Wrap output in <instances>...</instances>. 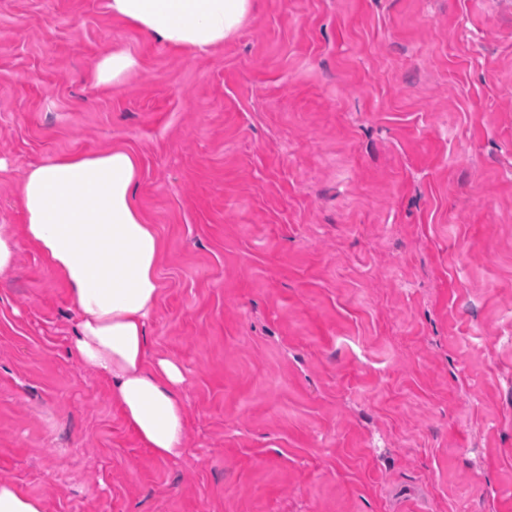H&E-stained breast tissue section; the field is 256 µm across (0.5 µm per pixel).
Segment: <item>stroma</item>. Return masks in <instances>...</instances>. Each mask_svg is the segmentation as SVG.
I'll use <instances>...</instances> for the list:
<instances>
[{
    "label": "stroma",
    "instance_id": "35a3bbf8",
    "mask_svg": "<svg viewBox=\"0 0 512 512\" xmlns=\"http://www.w3.org/2000/svg\"><path fill=\"white\" fill-rule=\"evenodd\" d=\"M138 69L92 77L112 48ZM127 145L162 237L155 458L0 273V481L46 512H512V0H254L192 55L107 0H0V225L30 164Z\"/></svg>",
    "mask_w": 512,
    "mask_h": 512
}]
</instances>
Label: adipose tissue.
Wrapping results in <instances>:
<instances>
[{
    "label": "adipose tissue",
    "mask_w": 512,
    "mask_h": 512,
    "mask_svg": "<svg viewBox=\"0 0 512 512\" xmlns=\"http://www.w3.org/2000/svg\"><path fill=\"white\" fill-rule=\"evenodd\" d=\"M113 16L167 47L197 54L242 27L251 0H108ZM138 154L124 145L29 166L20 186L25 222L0 225V272L18 246L34 247L67 288L78 324L71 350L106 377L125 422L154 456L178 455L187 432L179 363L148 354L160 296L163 240L135 202Z\"/></svg>",
    "instance_id": "adipose-tissue-1"
}]
</instances>
